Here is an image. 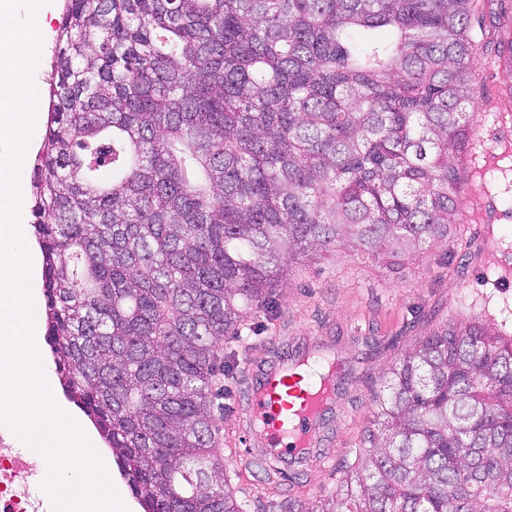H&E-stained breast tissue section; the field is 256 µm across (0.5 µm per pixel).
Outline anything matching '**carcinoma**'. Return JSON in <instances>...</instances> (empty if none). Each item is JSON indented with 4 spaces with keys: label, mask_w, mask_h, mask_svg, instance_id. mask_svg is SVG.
I'll use <instances>...</instances> for the list:
<instances>
[{
    "label": "carcinoma",
    "mask_w": 512,
    "mask_h": 512,
    "mask_svg": "<svg viewBox=\"0 0 512 512\" xmlns=\"http://www.w3.org/2000/svg\"><path fill=\"white\" fill-rule=\"evenodd\" d=\"M473 0H65L32 163L46 342L143 512H252L213 446L220 339L337 247L448 240ZM319 512H512V336L444 325L390 369Z\"/></svg>",
    "instance_id": "1"
}]
</instances>
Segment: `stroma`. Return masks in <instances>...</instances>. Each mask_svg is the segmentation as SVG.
Segmentation results:
<instances>
[{"mask_svg": "<svg viewBox=\"0 0 512 512\" xmlns=\"http://www.w3.org/2000/svg\"><path fill=\"white\" fill-rule=\"evenodd\" d=\"M477 3L470 26L482 49L471 72L483 98L474 109L457 198L464 224L396 274L342 248L294 268L272 302L249 315L247 343L219 349L254 364L306 337L334 350L346 372L324 422L321 451L337 466L353 459L373 415L372 397L402 351L447 323L488 321L512 336V71L497 51L512 33V0ZM214 381L227 389L212 414L216 448L233 486L264 487L274 499L289 497L299 512H317L335 495L338 477L306 459L280 474L256 466L243 472L245 380L219 372Z\"/></svg>", "mask_w": 512, "mask_h": 512, "instance_id": "35a3bbf8", "label": "stroma"}]
</instances>
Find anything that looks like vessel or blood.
Wrapping results in <instances>:
<instances>
[{
	"instance_id": "b4317fda",
	"label": "vessel or blood",
	"mask_w": 512,
	"mask_h": 512,
	"mask_svg": "<svg viewBox=\"0 0 512 512\" xmlns=\"http://www.w3.org/2000/svg\"><path fill=\"white\" fill-rule=\"evenodd\" d=\"M300 356L316 366L312 381L294 374L291 357L277 354L246 383L250 416L244 429L256 437L248 455L268 467L291 454L317 453L320 421L330 405L322 395L324 378L336 356L315 343L305 344Z\"/></svg>"
}]
</instances>
